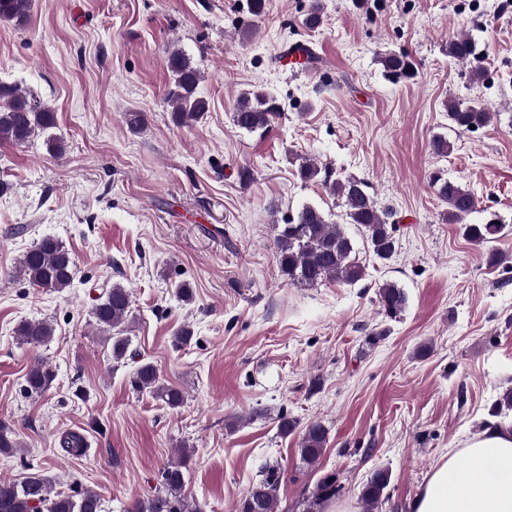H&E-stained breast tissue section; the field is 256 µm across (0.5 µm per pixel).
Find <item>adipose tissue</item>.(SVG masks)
Instances as JSON below:
<instances>
[{
	"label": "adipose tissue",
	"instance_id": "obj_1",
	"mask_svg": "<svg viewBox=\"0 0 512 512\" xmlns=\"http://www.w3.org/2000/svg\"><path fill=\"white\" fill-rule=\"evenodd\" d=\"M467 468L447 455L436 465L413 512H512V430L489 429L466 441ZM493 472L481 478L482 470Z\"/></svg>",
	"mask_w": 512,
	"mask_h": 512
}]
</instances>
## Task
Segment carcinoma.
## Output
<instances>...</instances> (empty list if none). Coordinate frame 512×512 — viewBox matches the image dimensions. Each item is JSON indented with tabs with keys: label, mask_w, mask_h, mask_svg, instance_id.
I'll list each match as a JSON object with an SVG mask.
<instances>
[{
	"label": "carcinoma",
	"mask_w": 512,
	"mask_h": 512,
	"mask_svg": "<svg viewBox=\"0 0 512 512\" xmlns=\"http://www.w3.org/2000/svg\"><path fill=\"white\" fill-rule=\"evenodd\" d=\"M30 0H0V20L23 22L28 15ZM448 56L465 67L469 81L483 79L482 53L474 38L464 33L448 41ZM384 65L393 77L410 78L414 67L404 52H390L383 57ZM167 68L172 79L165 101L171 108L173 120L178 124L196 121L208 111V102L197 95L202 79L201 71L180 48L167 52ZM448 119L458 129L470 130L486 126L492 113L478 102L463 103L448 100ZM276 99L263 89H252L241 94L234 123L240 129L255 133L266 132L279 115ZM55 112L16 84L0 82V143L15 145L30 142L35 135L54 127ZM300 178L310 181L324 175L330 190L343 201L348 223L364 228L369 236L374 254L386 259L394 252L392 214L379 210L374 197L368 191V183L355 177L339 178L331 169L319 168L311 159L304 158L298 166ZM431 185L439 199L448 206L444 213L450 224H460L464 234L478 243L495 241L503 230L498 217L484 224H468L466 220L478 205L475 195L460 183L450 180L438 171L431 177ZM278 266L281 274L292 283L315 285L325 281L354 284L363 279L364 268L355 255L350 237L337 224L329 223L316 206L304 204L284 219L276 238ZM75 274L72 253L59 240L44 237L30 248L19 262L17 277L45 291L62 292L70 287ZM379 301L385 315L397 317L407 303L404 289L394 283L379 287ZM131 312V292L120 284L102 289L92 310L96 329L109 334L112 355L123 359L131 345V337L125 335ZM18 335L26 343L40 346L54 335L53 326L46 321L24 322L18 327ZM50 374L42 361H36L26 375V391L41 394L49 385ZM134 385L147 391L171 408L182 404L181 391L164 383L158 369L150 362L140 364L134 373ZM279 429L283 434L301 431L300 456L307 465L315 464L327 444V429L319 422L298 428L294 419L280 418ZM62 450L79 458L87 453L86 437L79 431L67 432L61 440ZM188 455L170 462L161 471L162 490L136 501L132 512H203L198 504H189L182 497L185 465ZM390 482L387 469H378L362 490L361 499L369 512L380 502ZM339 486L328 477L321 481L308 508L314 509L325 500L336 496ZM279 494V475L270 468L240 499L236 512H275ZM0 512H101L99 496L86 489L74 495L54 491L52 480L39 472L31 473L20 481L0 479Z\"/></svg>",
	"instance_id": "1"
}]
</instances>
